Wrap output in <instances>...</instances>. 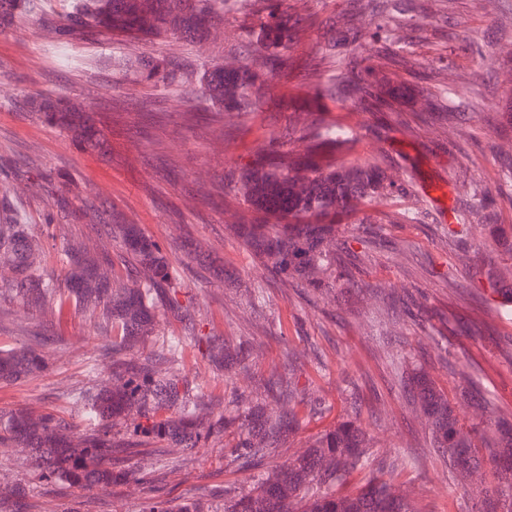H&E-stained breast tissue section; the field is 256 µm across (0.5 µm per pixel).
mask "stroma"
Instances as JSON below:
<instances>
[{"instance_id": "35a3bbf8", "label": "stroma", "mask_w": 512, "mask_h": 512, "mask_svg": "<svg viewBox=\"0 0 512 512\" xmlns=\"http://www.w3.org/2000/svg\"><path fill=\"white\" fill-rule=\"evenodd\" d=\"M417 9L393 24L390 41L433 72L432 78L398 72L393 87L408 100L426 96L454 110L452 123L419 122L412 112H362L351 103L323 98L319 114L343 126L352 141L345 162L380 165L405 189L364 208L338 225L336 235L355 254L352 275L329 291L295 280L270 278L235 235L245 208L225 186L227 170L249 163L271 137L284 136L291 108L334 78L335 60L320 58L325 32L356 11L365 37L348 45L346 60L367 56L371 19L385 0H284L307 16L308 26L291 51L288 79L267 77L263 109L210 115L207 104L189 107L188 87L144 81L127 60L146 54L194 66L243 50V21L227 13L214 37L191 43L168 35L148 46L87 36L59 46L55 22L69 0H33L31 12L0 31V211L8 209L39 240L48 276L64 279L62 243L110 254L116 275L125 269L108 228L113 217L140 225L176 269L180 302L189 305L201 334L231 345L250 344L246 373L228 378L197 349L186 347L178 368L205 396L210 412L236 400L265 403L271 375L296 386L304 402L302 423L276 448L279 465L337 421L361 415L370 454L385 464L383 479L410 482L427 512H465L454 475L433 452L426 422L404 396L397 364L427 372L457 394L463 380L481 390V404L459 402L460 422L482 412L512 424V303L491 296L481 272L487 261L512 264L492 244L485 224L448 232L440 208L423 193L428 182L448 188L449 207L487 192L495 221L512 224V181L501 163L512 156V126L500 105L512 77V0H416ZM63 94L98 113L108 138L106 153L71 145L67 134L34 112L31 96ZM209 253L195 259L194 248ZM458 318L465 336L440 345L435 330ZM45 337L46 371L0 382V411L27 406L64 412L79 422V406L64 394L99 386L111 362L103 351L119 338L98 313L72 305H28L0 291V347L28 346ZM457 359L450 373L445 352ZM214 437L193 451L171 449L175 466L151 457L130 462L132 476L82 489L45 479L28 452L0 457V512H140L145 499L163 503L198 499L211 512L251 489Z\"/></svg>"}]
</instances>
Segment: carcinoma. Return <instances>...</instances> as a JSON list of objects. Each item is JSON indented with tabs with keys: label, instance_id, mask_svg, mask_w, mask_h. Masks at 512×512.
<instances>
[{
	"label": "carcinoma",
	"instance_id": "obj_1",
	"mask_svg": "<svg viewBox=\"0 0 512 512\" xmlns=\"http://www.w3.org/2000/svg\"><path fill=\"white\" fill-rule=\"evenodd\" d=\"M283 0H71V11L58 27V36L69 41L89 34L131 39L178 35L200 42L211 28L236 11L244 16L247 52L212 65L203 64L197 94L219 111L249 112L263 103L262 69L287 75V53L300 39L307 18L282 10ZM30 0H0V29L28 12ZM385 24L375 23L371 34L374 53L353 64L297 112L300 122L288 118L285 135L302 144V151L279 152L275 146L257 152L250 163L229 170L227 186L247 205L249 216L236 225L244 245L272 277L293 278L309 288L325 290L336 281L338 253L336 221L357 215L363 207L392 192L403 190L386 170L369 163H340L336 154L349 145L346 131L315 117L316 101L323 96L350 102L363 112H401V102L390 95V73L415 70L421 63L382 41ZM362 37L359 30H332L322 54L338 56L348 40ZM148 80L174 82L182 72L170 70L151 56L137 59ZM29 105L46 122L63 128L73 145L92 151L106 148V139L90 111L71 104V98L34 96ZM491 202L479 198L456 212L464 227L488 220ZM119 239L127 280L112 275L113 262L104 254L61 246L68 266L64 287L53 288L43 280L36 262L39 244L23 224H0V266L8 268V282L34 306L63 303L99 311L120 328L123 346L113 350L111 379L96 393L72 397L82 407L85 432L77 436L69 423L52 414L37 415L25 408L0 412V444L17 442L29 448L41 474L90 488L122 480L126 470L116 463L150 454L164 461L167 447L200 448L226 430L235 429L233 442L225 445L242 468L265 464L272 450L299 425L293 394L274 378L266 384L267 398L277 407L269 413L259 406L237 407L217 419L203 420L202 394L174 369L184 341L173 336L158 354L121 356L133 349L155 326V308L165 305L174 317L185 308L176 299V282L158 241L137 224H113ZM489 231L503 251L512 256V224H491ZM485 275L491 293L512 303V286L498 269ZM192 340L206 345V355L217 365L242 366L250 356L246 348L230 349L208 336ZM43 354L34 348L0 349V381L14 382L43 372ZM403 388L431 427V445L448 469L476 478L461 484L472 501L473 512H512V431L490 419L467 429L455 405L422 370L403 379ZM133 416L129 437H112V419ZM368 435L360 418L338 422L314 442L257 480V486L224 506V512H425L406 490L378 476L367 456ZM357 484L356 491L341 494L336 488ZM141 512H207L201 503L187 499L164 508L151 500Z\"/></svg>",
	"mask_w": 512,
	"mask_h": 512
}]
</instances>
